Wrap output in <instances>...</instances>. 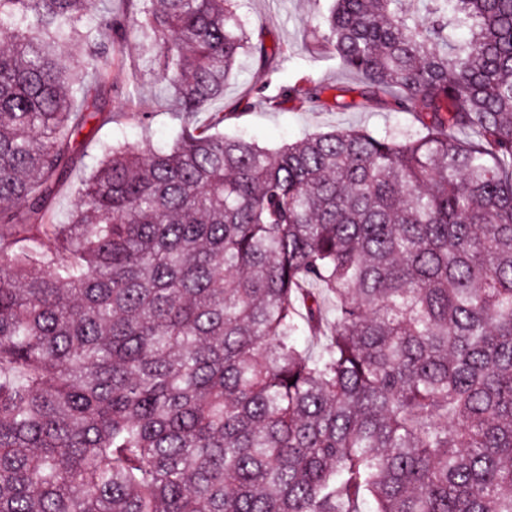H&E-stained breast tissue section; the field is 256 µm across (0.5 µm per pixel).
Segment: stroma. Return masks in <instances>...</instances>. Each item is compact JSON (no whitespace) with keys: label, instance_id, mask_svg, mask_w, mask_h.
I'll return each instance as SVG.
<instances>
[{"label":"stroma","instance_id":"35a3bbf8","mask_svg":"<svg viewBox=\"0 0 512 512\" xmlns=\"http://www.w3.org/2000/svg\"><path fill=\"white\" fill-rule=\"evenodd\" d=\"M328 5L329 0H237L238 15L251 32L262 34L268 58L263 66L251 56L239 58L224 87L223 100L215 104L216 109L228 112L222 126L225 135H244L259 146L272 149L336 127L390 129L400 134L424 130L428 117L395 112L384 105L367 110L335 108L336 96L355 98L361 85L359 77L339 69L335 59L323 53L318 45L319 32L306 25L307 20L321 19ZM305 75L324 87V108L302 109L291 100L273 110L262 102V95H276L280 86L295 83ZM111 82L101 108L112 113L114 119L86 132L84 158L73 171L68 189L53 204L58 218L66 217L75 188L97 163L100 143L129 142L147 149L171 141L179 128L171 98L151 77H143L140 83L142 109L149 114L143 125L125 115L127 71L113 70ZM242 98L249 99V108L234 110V103Z\"/></svg>","mask_w":512,"mask_h":512}]
</instances>
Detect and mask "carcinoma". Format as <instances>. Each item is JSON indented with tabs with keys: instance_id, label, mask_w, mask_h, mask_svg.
<instances>
[{
	"instance_id": "1",
	"label": "carcinoma",
	"mask_w": 512,
	"mask_h": 512,
	"mask_svg": "<svg viewBox=\"0 0 512 512\" xmlns=\"http://www.w3.org/2000/svg\"><path fill=\"white\" fill-rule=\"evenodd\" d=\"M122 2L0 0V512H512V0H332L336 106L427 133L276 150L210 111L267 56L235 0ZM133 37L207 123L56 222Z\"/></svg>"
}]
</instances>
